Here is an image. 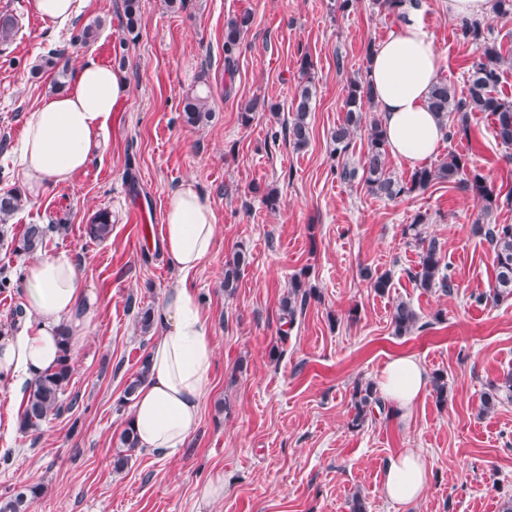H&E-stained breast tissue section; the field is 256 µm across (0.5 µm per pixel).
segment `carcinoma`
<instances>
[{"label": "carcinoma", "instance_id": "obj_1", "mask_svg": "<svg viewBox=\"0 0 512 512\" xmlns=\"http://www.w3.org/2000/svg\"><path fill=\"white\" fill-rule=\"evenodd\" d=\"M123 16L125 28L134 33L137 26L139 0H123ZM250 17L230 18L224 25V62H233L236 50L239 48L241 37L247 29ZM486 26L477 19H464L459 26V36L465 42L483 43V51L470 67L467 94L463 98H456V94L448 83L439 81L434 84L429 98V108L436 114L443 127L448 129L447 137L452 139L464 134L468 129V113L487 112L493 116L495 138L505 148L512 147V102L499 94L498 87L506 67L512 66V49H504L503 45L488 39L485 34ZM18 32V21L14 15L0 13V45L12 42ZM57 70L54 87L61 90L65 87V78L68 73L66 52L63 49L53 48L42 56L41 60L32 66L31 72L41 73L44 69ZM300 70L303 81L300 82L295 95L293 118L288 123V139L297 149L305 147L309 140V115L312 112L313 98L316 86L310 76L311 63L302 59ZM372 103L371 90L364 80H352L347 86L345 101L346 115L342 123L336 126L331 139L336 145L338 155L345 154L350 146L351 137L363 123V109ZM269 110L275 111V106L266 100L253 98L245 103L240 112L241 122L249 124L253 113ZM456 114L457 124L448 127V116ZM212 116V107L208 96L199 92L186 95L183 99L182 119L192 127L200 126L209 121ZM368 149L361 167L351 166L341 162L336 166L340 178L352 182L356 178L364 181L369 192L394 199L403 194L425 190L435 181H448L464 183L471 187L481 201L480 214L474 222V232L482 236L494 250L495 281L492 288V300L500 301L512 297V224H493L489 217L500 204L512 205V194L499 201V195L487 185L485 176L475 167L468 166L467 159L459 154L451 153L448 159L437 166L421 167L416 169L409 178L402 180L393 176L387 170L388 150L385 143V134L380 119L371 120L367 128ZM21 194L5 192L0 195V221L14 215L22 207ZM425 216L419 215L407 225L406 232L412 236V241L419 249V271L414 274L418 286L431 290L436 289L445 294H452L458 287L453 276L447 273V266L442 264V245L435 238H427L419 230L424 223ZM48 228L41 224L27 225L19 249L34 254L42 248ZM86 237L91 242H103L112 234V220L109 212L100 211L92 222L86 225ZM249 254L240 249L232 258L224 263V291L233 293L237 288L241 271L249 264ZM312 289L308 288L302 277H294L288 290V296L282 303V309L287 316V323L295 321L296 313L303 309ZM391 324L394 335L406 336L418 329L419 316L405 301H399L393 306ZM62 356L57 367L50 373L38 379L25 393L22 411L19 419V428L22 432L35 431L51 416L62 413L64 408H73L77 398L64 403L62 396L70 382L72 375L71 356L66 338V331H61ZM147 364H141L140 370L128 382L123 400L132 401L145 379ZM512 400V374L504 377L502 381L493 383L488 391L482 394L481 410L488 411L501 403L504 399ZM385 409L381 398L377 395L375 387L367 383L356 386L354 392V415L351 426L358 428L364 424L374 409ZM123 450L117 452L113 459V468L117 471L123 469L128 463L132 452L138 448L136 433L131 422H126L121 435ZM42 491L39 486H26L20 490H13L0 495V512H27L29 502Z\"/></svg>", "mask_w": 512, "mask_h": 512}]
</instances>
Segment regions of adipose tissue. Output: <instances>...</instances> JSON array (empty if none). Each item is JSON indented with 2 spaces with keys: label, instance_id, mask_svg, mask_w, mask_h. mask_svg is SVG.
Returning a JSON list of instances; mask_svg holds the SVG:
<instances>
[{
  "label": "adipose tissue",
  "instance_id": "adipose-tissue-1",
  "mask_svg": "<svg viewBox=\"0 0 512 512\" xmlns=\"http://www.w3.org/2000/svg\"><path fill=\"white\" fill-rule=\"evenodd\" d=\"M425 0H402L391 34L371 50L367 79L386 133L389 153L416 167L434 154L445 129L429 108L440 55L423 24ZM125 91L119 73L85 57L63 93L44 98L28 120L19 147L27 195L38 200L49 188L69 183L104 142L112 114ZM217 216L193 183L170 194L161 248L180 278L152 315L158 339L131 415L140 448L167 455L194 431L206 392L214 349L208 316L187 275L212 254ZM29 317L0 337V377L14 386L34 384L61 356L58 330L67 327L69 350L84 344L97 305L76 264L66 256L35 255L21 280ZM428 375L421 360H390L375 378L391 415L407 417L423 397ZM429 482L428 463L413 451L389 458L381 492L398 504L417 501Z\"/></svg>",
  "mask_w": 512,
  "mask_h": 512
}]
</instances>
